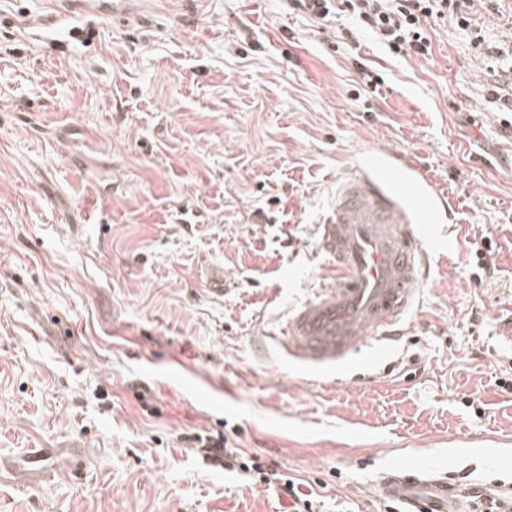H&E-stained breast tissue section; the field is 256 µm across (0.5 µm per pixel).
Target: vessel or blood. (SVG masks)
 <instances>
[{
  "instance_id": "obj_1",
  "label": "vessel or blood",
  "mask_w": 512,
  "mask_h": 512,
  "mask_svg": "<svg viewBox=\"0 0 512 512\" xmlns=\"http://www.w3.org/2000/svg\"><path fill=\"white\" fill-rule=\"evenodd\" d=\"M447 215L445 193L402 153L360 155L338 190L334 218L322 228L330 283L289 317L279 342L283 356L327 371L350 366L361 347L398 336L429 270L421 228ZM380 487L448 512V481L431 467L384 479Z\"/></svg>"
}]
</instances>
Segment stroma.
<instances>
[{
	"instance_id": "1",
	"label": "stroma",
	"mask_w": 512,
	"mask_h": 512,
	"mask_svg": "<svg viewBox=\"0 0 512 512\" xmlns=\"http://www.w3.org/2000/svg\"><path fill=\"white\" fill-rule=\"evenodd\" d=\"M472 18L512 48V0ZM337 27L285 0H0V512H286L199 447L221 434L323 512H384L412 461L512 491V114L452 22L420 59ZM383 148L455 207L430 278L378 361L286 363L329 283L319 227Z\"/></svg>"
}]
</instances>
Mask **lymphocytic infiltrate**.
Here are the masks:
<instances>
[{
    "label": "lymphocytic infiltrate",
    "instance_id": "obj_1",
    "mask_svg": "<svg viewBox=\"0 0 512 512\" xmlns=\"http://www.w3.org/2000/svg\"><path fill=\"white\" fill-rule=\"evenodd\" d=\"M473 0H288V7L319 22L329 17H349L348 25L339 27V45L359 44L365 34L374 35L390 53L401 58H424L432 52L431 36L425 27L430 19L453 20L460 30L472 28ZM228 437H207L205 448L223 452L224 466L240 471L253 483L272 487L276 494L289 498L293 512H319L321 505L302 490L296 478L278 470L260 457H247L240 448L228 445Z\"/></svg>",
    "mask_w": 512,
    "mask_h": 512
}]
</instances>
